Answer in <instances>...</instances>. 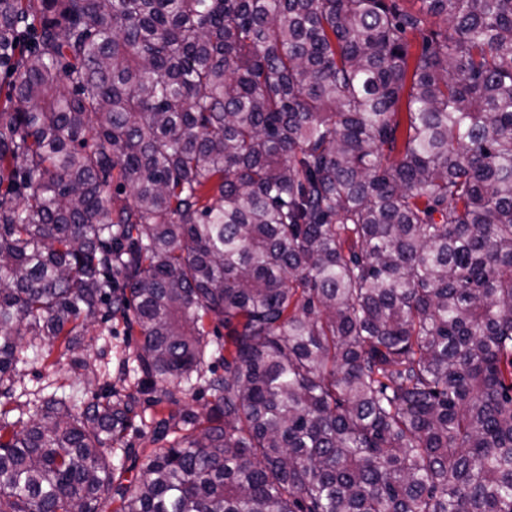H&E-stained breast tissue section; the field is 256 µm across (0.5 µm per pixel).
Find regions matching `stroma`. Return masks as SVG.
<instances>
[{"label": "stroma", "mask_w": 512, "mask_h": 512, "mask_svg": "<svg viewBox=\"0 0 512 512\" xmlns=\"http://www.w3.org/2000/svg\"><path fill=\"white\" fill-rule=\"evenodd\" d=\"M139 340L138 331L128 330L118 317L89 324L78 349L68 351L58 345L48 360L31 356L19 364L11 406L23 408L57 391L78 408L107 383L119 391H133Z\"/></svg>", "instance_id": "35a3bbf8"}]
</instances>
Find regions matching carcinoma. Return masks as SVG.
Wrapping results in <instances>:
<instances>
[{"label": "carcinoma", "instance_id": "obj_1", "mask_svg": "<svg viewBox=\"0 0 512 512\" xmlns=\"http://www.w3.org/2000/svg\"><path fill=\"white\" fill-rule=\"evenodd\" d=\"M418 2L0 0V397L226 330L115 512H512V0ZM138 404L0 403V512H99ZM80 337V348L66 351L56 345L47 362L29 354L26 362L18 365L8 407L27 410L28 402L32 407L36 399L57 391L65 393L71 405L79 408L94 392H101L106 382H112V389L121 394L135 390L139 376L134 361L140 340L137 327L130 332L119 317L109 322L98 320L89 324L86 335ZM195 376L192 381V388L190 384L181 383L179 389L182 393H179L180 402L177 405H168L166 412L172 411L173 414H179L183 410L190 409L197 413L199 416H204L208 409V402L211 401L209 392H207L201 384H194Z\"/></svg>", "mask_w": 512, "mask_h": 512}]
</instances>
